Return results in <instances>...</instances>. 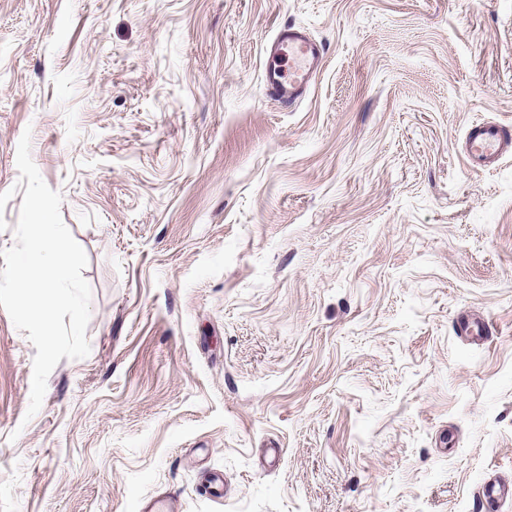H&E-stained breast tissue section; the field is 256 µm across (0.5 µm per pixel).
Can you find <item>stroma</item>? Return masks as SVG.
Segmentation results:
<instances>
[{
	"label": "stroma",
	"mask_w": 512,
	"mask_h": 512,
	"mask_svg": "<svg viewBox=\"0 0 512 512\" xmlns=\"http://www.w3.org/2000/svg\"><path fill=\"white\" fill-rule=\"evenodd\" d=\"M286 23L325 49L291 112L262 85ZM483 121L512 123V0H0V251L27 132L92 291L31 418L0 308V512H481L512 483V156L466 165ZM480 501L489 509L497 508V505L504 504L509 497H512V487L499 482L486 481L478 491Z\"/></svg>",
	"instance_id": "1"
}]
</instances>
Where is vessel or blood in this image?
Wrapping results in <instances>:
<instances>
[{
    "label": "vessel or blood",
    "instance_id": "1",
    "mask_svg": "<svg viewBox=\"0 0 512 512\" xmlns=\"http://www.w3.org/2000/svg\"><path fill=\"white\" fill-rule=\"evenodd\" d=\"M262 83L266 96L282 107L295 106L308 93L324 66V49L295 25L280 27L265 50ZM512 154V128L492 122L471 125L466 132L463 156L469 168L483 170L498 165ZM480 500L491 512L512 497V487L484 482Z\"/></svg>",
    "mask_w": 512,
    "mask_h": 512
}]
</instances>
